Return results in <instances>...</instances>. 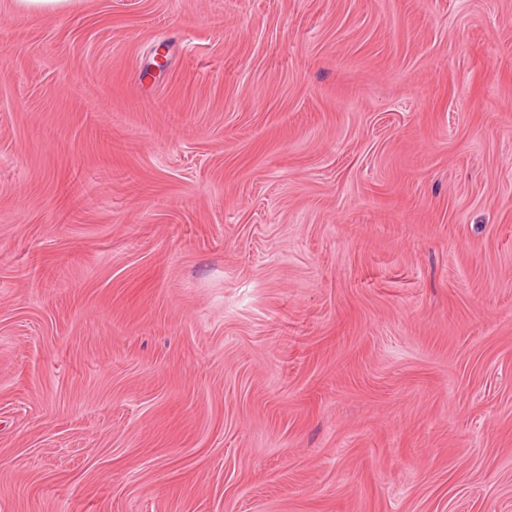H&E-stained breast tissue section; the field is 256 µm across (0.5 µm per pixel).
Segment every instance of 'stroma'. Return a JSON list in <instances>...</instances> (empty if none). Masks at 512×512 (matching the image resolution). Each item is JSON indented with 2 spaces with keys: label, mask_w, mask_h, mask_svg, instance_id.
Wrapping results in <instances>:
<instances>
[{
  "label": "stroma",
  "mask_w": 512,
  "mask_h": 512,
  "mask_svg": "<svg viewBox=\"0 0 512 512\" xmlns=\"http://www.w3.org/2000/svg\"><path fill=\"white\" fill-rule=\"evenodd\" d=\"M0 512H512V0H0Z\"/></svg>",
  "instance_id": "obj_1"
}]
</instances>
